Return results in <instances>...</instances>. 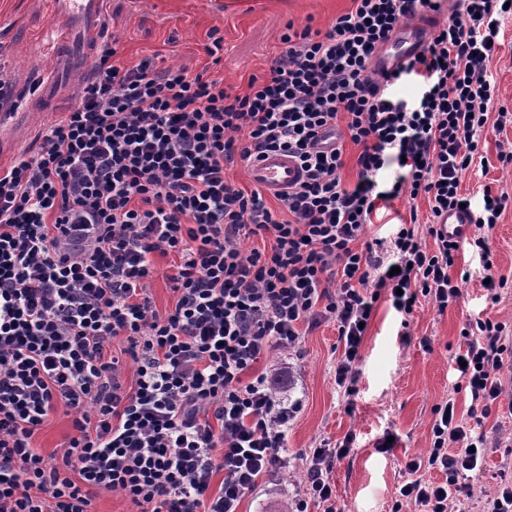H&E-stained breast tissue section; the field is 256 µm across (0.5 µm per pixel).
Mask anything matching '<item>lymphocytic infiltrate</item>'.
Segmentation results:
<instances>
[{
  "instance_id": "obj_1",
  "label": "lymphocytic infiltrate",
  "mask_w": 512,
  "mask_h": 512,
  "mask_svg": "<svg viewBox=\"0 0 512 512\" xmlns=\"http://www.w3.org/2000/svg\"><path fill=\"white\" fill-rule=\"evenodd\" d=\"M442 2L352 0L326 31L287 26L281 55L242 93L152 57L115 62L114 45L102 46L79 105L0 169V512H91L102 492L136 512H239L286 472L288 423L301 408L255 372L268 350L298 349L335 323L336 384L350 394L382 296L407 314L423 296L441 312L461 297L463 280L449 274L460 243L436 219L465 202L463 174L488 164L484 132L512 120L491 113L488 75L507 0H463L395 69L370 68L411 18ZM404 75L423 87L412 107L389 93ZM331 129L334 147L317 149ZM349 142L361 148L351 185ZM269 151L302 172L278 210L226 177L228 165ZM404 191L427 199L426 220L411 217L390 246L364 242L373 213ZM483 197L469 244L495 304L512 278L499 274L488 233L512 199ZM267 235L270 248L243 249ZM156 254L174 259L175 303L162 314L148 294ZM460 334L456 389L480 419L497 405L512 414V328L478 319ZM115 339L121 352L107 355ZM59 405L75 417L56 462L33 437ZM434 415L431 446L407 462L398 492L414 512H454L473 494L470 472L501 445L471 432L454 402ZM352 443L348 434L310 449L296 512H338L331 474ZM424 468L443 481L420 477Z\"/></svg>"
}]
</instances>
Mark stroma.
<instances>
[{"mask_svg":"<svg viewBox=\"0 0 512 512\" xmlns=\"http://www.w3.org/2000/svg\"><path fill=\"white\" fill-rule=\"evenodd\" d=\"M352 7L351 0H107V24L126 65L160 53L168 63L206 72L243 92L251 76L268 72L282 51L280 35L286 24L326 30ZM49 18L45 0H0V67L14 72L19 81L49 70L53 60L42 49ZM222 38L223 48L208 55L207 46ZM488 73L495 81V107L512 113V17L501 22L500 46ZM490 165L463 174L461 191L480 207L484 188L512 197V165L497 160L501 144L512 143V123L484 134ZM426 217V199L402 195L390 208L373 215L366 228L369 239H391L400 220L410 212ZM467 273L469 281L459 301L437 312L424 298L413 313L395 310L381 301L363 345V358L353 395H345L335 380L341 344L334 323L322 324L304 336L298 352H271L258 370L287 367L279 389L301 400L302 408L288 427L286 446L290 464L283 475L247 495L240 512H291L293 497L306 474L304 453L320 440L339 445L355 433L354 448L337 463L332 482L339 512H390L400 486L407 480L405 465L424 456L432 439L434 409L454 399L456 413L468 426L479 427L489 437L512 438V416L492 413L483 423L469 417L471 396L454 391L458 373L454 356L463 351L460 330L466 320L491 318L512 323V293L490 304L482 285L479 256L462 245L452 276ZM73 418L65 407L50 413L34 444L44 456H58L73 432ZM395 443L390 451L378 448L386 435ZM512 476V452L489 451L482 469L473 471V497L463 512H480L483 495Z\"/></svg>","mask_w":512,"mask_h":512,"instance_id":"1","label":"stroma"}]
</instances>
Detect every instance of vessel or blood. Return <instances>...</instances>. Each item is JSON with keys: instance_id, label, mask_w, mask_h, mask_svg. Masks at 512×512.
Instances as JSON below:
<instances>
[{"instance_id": "vessel-or-blood-1", "label": "vessel or blood", "mask_w": 512, "mask_h": 512, "mask_svg": "<svg viewBox=\"0 0 512 512\" xmlns=\"http://www.w3.org/2000/svg\"><path fill=\"white\" fill-rule=\"evenodd\" d=\"M106 0H50V32L54 37L51 44L58 69L75 80L85 79L88 74L87 62L105 39ZM408 39H395L382 48L372 61L375 71L383 72L396 67L405 56L406 42H419L421 29L410 26ZM65 91L55 77L47 75L37 80L24 105L13 112L0 110V156L16 148L11 135L12 128L20 123L34 126L45 119L43 106L63 97ZM250 181L266 193L287 191L300 179L297 162L282 152H270L252 161L248 168ZM448 236L464 237L474 222L468 210H452L441 219Z\"/></svg>"}]
</instances>
